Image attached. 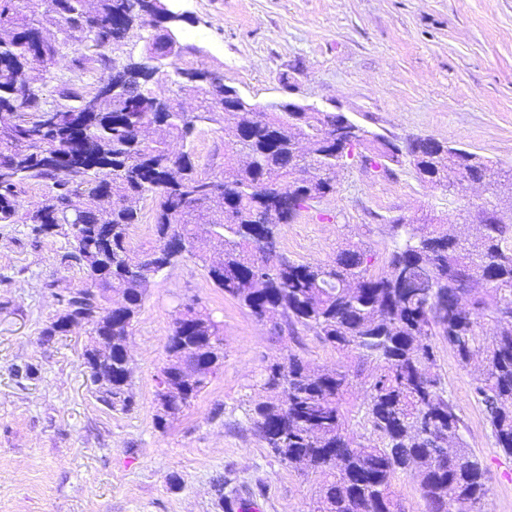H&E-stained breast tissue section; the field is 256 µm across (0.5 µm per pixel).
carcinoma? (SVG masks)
<instances>
[{
  "instance_id": "obj_1",
  "label": "carcinoma",
  "mask_w": 512,
  "mask_h": 512,
  "mask_svg": "<svg viewBox=\"0 0 512 512\" xmlns=\"http://www.w3.org/2000/svg\"><path fill=\"white\" fill-rule=\"evenodd\" d=\"M0 0V224H15L24 185L47 186L23 223L35 236L61 234L70 248L61 264L82 272L80 284L61 295L59 310L41 331L48 342L69 333L67 320L83 316L97 337H112V351L83 358L97 400L110 410L132 406L130 363L123 344L132 333L157 266L191 257L215 287L258 321L301 326L338 351L352 350L372 365L369 373L343 367L313 370L297 354L268 365L270 393L249 415L272 453L299 463L320 479L312 512H404L393 482L409 473L426 512H488L486 477L463 439L458 405L438 371L432 337L448 343L458 362L479 358L483 376L473 399L483 408L496 447L512 455V224L483 211L482 232L426 214L391 225L386 268L372 270L375 254L346 248L331 263L298 262L281 250L280 226L336 193V173L355 160L382 173L409 165L416 177L461 196L466 183L488 180L512 186V169L494 168L463 147L424 136L362 135L343 145L334 112L257 111L208 80L197 50L164 58L169 23L166 0ZM56 35L44 34V24ZM149 28L146 55L133 52L134 31ZM73 48L69 73L54 75L71 87L70 110L47 118L43 90L33 71L52 74ZM100 76L81 84L88 65ZM170 84L194 92L187 111L177 97L156 88ZM231 128L224 166H201L192 150L199 128ZM154 208L153 239L132 246L139 204ZM272 212L266 223L261 214ZM205 236L210 251L198 253ZM123 304L109 308L110 294ZM176 321L166 348L197 342L186 368L200 375L169 394L158 423L188 407L224 362L221 327L194 307ZM368 398L354 410L345 399L353 385ZM353 419L362 441L345 433Z\"/></svg>"
}]
</instances>
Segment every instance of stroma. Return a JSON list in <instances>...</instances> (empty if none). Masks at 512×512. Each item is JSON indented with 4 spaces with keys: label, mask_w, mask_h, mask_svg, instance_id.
<instances>
[{
    "label": "stroma",
    "mask_w": 512,
    "mask_h": 512,
    "mask_svg": "<svg viewBox=\"0 0 512 512\" xmlns=\"http://www.w3.org/2000/svg\"><path fill=\"white\" fill-rule=\"evenodd\" d=\"M190 16L181 33L201 60L256 105L300 99L340 110L370 131L430 136L512 168V0H174ZM465 196L417 179L406 165L378 175L340 169L336 192L282 225L295 260L333 261L349 247L385 263L393 218L432 213L457 222ZM64 236L34 237L0 224V512H220L216 487L230 483L257 512H311L314 476L281 462L248 413L266 396L267 365L295 353L314 368H356L354 354L311 331L276 333L225 296L194 260L151 283L129 343L128 412L92 394L82 365L89 328L44 343L40 332L76 286L59 264ZM211 312L224 330V363L190 408L155 423L158 376L174 320L185 306ZM439 372L481 462L490 512H512V456L496 448L471 396L477 366L462 367L439 343Z\"/></svg>",
    "instance_id": "35a3bbf8"
}]
</instances>
